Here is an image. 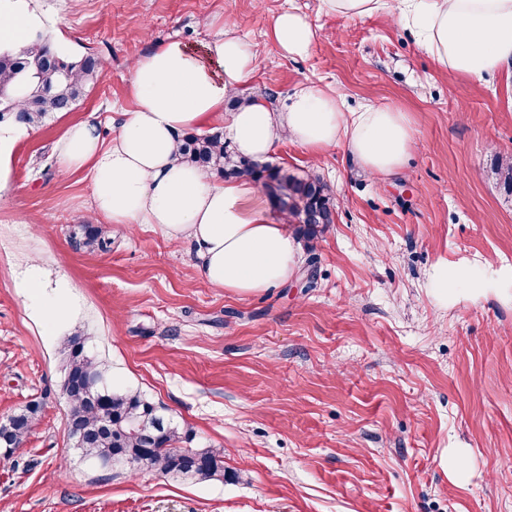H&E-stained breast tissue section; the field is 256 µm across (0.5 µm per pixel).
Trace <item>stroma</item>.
Returning a JSON list of instances; mask_svg holds the SVG:
<instances>
[{
	"label": "stroma",
	"mask_w": 512,
	"mask_h": 512,
	"mask_svg": "<svg viewBox=\"0 0 512 512\" xmlns=\"http://www.w3.org/2000/svg\"><path fill=\"white\" fill-rule=\"evenodd\" d=\"M386 2L357 19L319 0H26L62 49L107 64L73 112L8 145L0 174V422L40 407L23 446L0 455V512H512V194L496 174L512 156V78L440 70ZM291 7L316 30L302 59L271 36ZM209 20L236 22L258 53L225 112L315 84L350 112H407L415 135L385 179L338 148L317 161L277 144L266 163L320 178L334 222L304 248L298 280L248 297L211 287L189 243L146 224L106 225L109 250L76 248L90 182L57 164L68 124L94 117L111 139L136 58L204 41ZM35 260L66 318L20 288ZM440 265L485 285H449L439 306L427 282ZM75 334L115 388L163 406L195 447L223 449L230 480L83 459L60 392Z\"/></svg>",
	"instance_id": "35a3bbf8"
}]
</instances>
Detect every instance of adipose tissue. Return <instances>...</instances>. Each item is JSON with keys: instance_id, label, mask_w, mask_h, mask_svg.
<instances>
[{"instance_id": "1", "label": "adipose tissue", "mask_w": 512, "mask_h": 512, "mask_svg": "<svg viewBox=\"0 0 512 512\" xmlns=\"http://www.w3.org/2000/svg\"><path fill=\"white\" fill-rule=\"evenodd\" d=\"M398 19L415 30L437 67L470 78L512 73V0H401ZM272 36L291 59L305 57L315 30L307 14H279ZM256 69L250 41L225 23L200 47L156 44L131 67V108L110 141L95 121L70 124L61 138V173L91 178L90 211L104 224H149L166 239L189 242L204 279L247 296L282 286L294 276L301 246L287 225L272 221L254 201V182L216 181L181 162V136L224 114L225 99ZM228 114V113H225ZM228 136L243 156L261 159L289 141L312 157L342 148L364 172H399L414 145L407 113L388 106L343 109L335 91L301 86L279 108L259 98L228 114Z\"/></svg>"}]
</instances>
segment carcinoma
Here are the masks:
<instances>
[{"mask_svg": "<svg viewBox=\"0 0 512 512\" xmlns=\"http://www.w3.org/2000/svg\"><path fill=\"white\" fill-rule=\"evenodd\" d=\"M105 64L88 51L70 55L46 34L13 46L0 45V123L19 114L28 126H39L52 114L72 111ZM179 157L210 175L235 176L262 182L289 226L310 242L333 223L331 197L320 179L299 177L280 167L261 165L238 155L224 144L223 134L181 139ZM72 238L79 246L105 251L112 244L103 227L76 224ZM87 338L71 336L64 346L61 392L66 399V424L84 432L79 445L83 457L112 466L125 455L136 465L131 472L155 470L163 474L210 479L226 478L224 451L190 448L192 433L181 429L140 391L114 390L108 369L85 349ZM39 406L31 405L0 422V450L13 454L37 423Z\"/></svg>", "mask_w": 512, "mask_h": 512, "instance_id": "1", "label": "carcinoma"}]
</instances>
